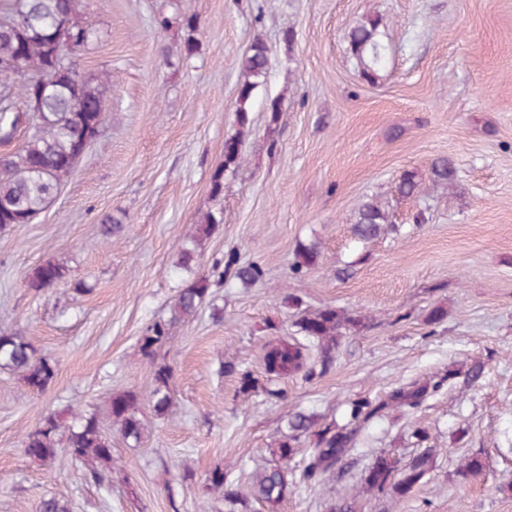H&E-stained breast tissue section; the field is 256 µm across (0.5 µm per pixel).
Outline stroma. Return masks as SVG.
<instances>
[{"mask_svg":"<svg viewBox=\"0 0 512 512\" xmlns=\"http://www.w3.org/2000/svg\"><path fill=\"white\" fill-rule=\"evenodd\" d=\"M186 7L187 58L183 30L160 24ZM81 10L92 39L71 58L109 77L112 120L34 221L0 231V334L57 365L42 393L0 368V512H37L45 496L71 512H220L208 471L265 465L293 413L340 426L352 400L451 370L421 407L367 428L336 476L247 512H329L342 494L356 512H512V0H82ZM368 17L382 18L388 46L372 82L349 42ZM258 37L270 65L243 128L241 60ZM234 135L243 161L228 170ZM442 156L456 167L449 186L430 179ZM406 171L423 181L413 198L396 192ZM370 199L397 230L360 242L351 226ZM209 211L224 222L195 243ZM108 216L124 226L109 239ZM311 242L318 263L293 273ZM191 248L196 262L179 267ZM232 252L262 277L241 284L225 267ZM48 260L64 279L28 288ZM202 277L213 286L196 317L171 329L156 362L142 359L146 326ZM437 306L447 316L428 324ZM326 307L362 318L343 329L332 368L276 381L277 397L240 394V370L263 372L264 345L300 338V316ZM476 361L485 377L472 385ZM157 362L173 374L163 416L149 403ZM127 391L143 435L111 429V484L95 485L67 451L48 466L25 454L46 415L100 412ZM426 449L432 466L411 496L363 492L375 456L405 462ZM472 458L480 474L462 477Z\"/></svg>","mask_w":512,"mask_h":512,"instance_id":"stroma-1","label":"stroma"}]
</instances>
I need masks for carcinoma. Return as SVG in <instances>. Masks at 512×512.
<instances>
[{
  "label": "carcinoma",
  "instance_id": "carcinoma-1",
  "mask_svg": "<svg viewBox=\"0 0 512 512\" xmlns=\"http://www.w3.org/2000/svg\"><path fill=\"white\" fill-rule=\"evenodd\" d=\"M80 0H7L0 9V57L17 59L25 69L27 80L20 82L0 72V143L14 139L19 128L29 127L22 145L0 157V229L14 224H26L40 214L50 203L54 193L79 160L80 135L85 131L98 134L108 118L106 89L97 78L79 72L74 64L66 71L58 69L53 38L57 24L67 23L71 30L89 43L91 30L80 10ZM179 24L186 31L181 46L184 55L195 50V16L185 14ZM382 21L370 17L350 33V45L363 75L374 80L383 67L388 48L380 38ZM269 56L266 45L254 42L242 58V76L238 91V122L244 127L249 121L248 107L256 89L266 77ZM240 140L234 136L224 143V168L237 166L241 161ZM432 180L448 183L454 180L455 168L447 158L436 161L431 169ZM420 183L417 175L407 171L400 177L398 194L410 197L417 193ZM223 223L220 212H209L197 227L194 240L201 241ZM388 212L374 200L365 202L358 211L352 231L360 240L379 237L395 231ZM320 251L314 244L302 245L295 253L292 270L296 273L317 263ZM227 267L243 284H249L262 275L254 264L238 263L231 254ZM65 267L56 261H46L33 269L27 286L39 291L60 282ZM209 290V282L198 278L179 288L169 305L168 318L150 324L140 337L142 357L155 365L154 389L149 401L156 414L163 416L171 403L169 366L156 362L157 349L169 339L170 329L197 315ZM357 317L326 307L301 318L299 329L309 345L316 348L318 360L310 362L307 346L294 340L278 339L265 345L264 372L266 383L248 370L239 372L238 392L250 395L263 391L277 396L280 391L268 384L276 378L303 374L306 379L325 372L335 360V351L341 329L355 323ZM0 368L18 373L33 393H42L55 377V365L23 338L14 334L0 336ZM456 372L450 370L440 380L431 383L412 382L392 389L374 398H358L350 403L349 421L342 426L317 427L314 416L297 412L288 418L287 432L269 449L267 465L250 474L248 495L238 488V481L221 464L211 468L206 476L209 486L223 494L224 504L233 510L244 506L252 498L271 506L279 503L292 486L320 484L326 477L346 465L351 452L360 442L361 433L371 423L385 417L391 409L413 411L428 398L451 382ZM138 397L131 393L110 397L108 418L119 427L125 439L139 442L143 426L137 417ZM66 433L68 454L87 466L90 479L103 485L112 473V440L104 431L100 417L95 413H75L65 425L55 413L45 416L34 431L23 441L24 452L32 459L49 465L54 462L60 432ZM313 437L301 466L291 468L288 463L296 454V444L302 436ZM430 470V456L424 452L402 464L386 454L374 458L369 467L365 486L379 493H391L402 499L411 495ZM39 512H71L68 503L55 496H45L38 504Z\"/></svg>",
  "mask_w": 512,
  "mask_h": 512
}]
</instances>
